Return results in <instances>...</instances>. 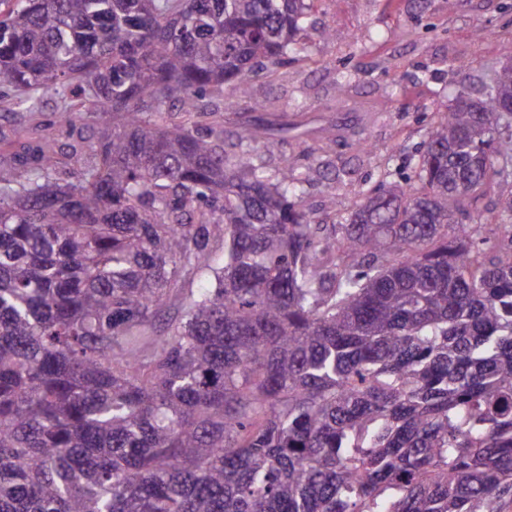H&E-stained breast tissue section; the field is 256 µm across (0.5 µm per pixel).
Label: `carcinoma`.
<instances>
[{
	"label": "carcinoma",
	"instance_id": "obj_1",
	"mask_svg": "<svg viewBox=\"0 0 512 512\" xmlns=\"http://www.w3.org/2000/svg\"><path fill=\"white\" fill-rule=\"evenodd\" d=\"M309 7L0 0V100L70 139L0 129V512H512V62L318 224L200 103ZM7 106H9V109L3 111ZM0 108L2 112L6 113L5 115L9 121L25 120L30 125H41L43 131L53 132L55 134V113L58 110L55 101L50 98H44L40 106V112H35V114L32 115H30L29 112H25L21 107L9 105V102L0 103Z\"/></svg>",
	"mask_w": 512,
	"mask_h": 512
}]
</instances>
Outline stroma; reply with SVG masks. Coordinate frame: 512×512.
<instances>
[{
	"instance_id": "35a3bbf8",
	"label": "stroma",
	"mask_w": 512,
	"mask_h": 512,
	"mask_svg": "<svg viewBox=\"0 0 512 512\" xmlns=\"http://www.w3.org/2000/svg\"><path fill=\"white\" fill-rule=\"evenodd\" d=\"M332 30L324 40L320 31ZM309 56L257 81L275 119H332L325 133L269 143L278 168L291 161L348 169L341 183L317 178L298 199L322 224L333 206L381 181L405 188L415 175L417 150L437 113L457 98L477 96L490 69L512 56V0H314L307 15ZM352 86L339 93V73ZM368 140L358 152L350 136Z\"/></svg>"
}]
</instances>
